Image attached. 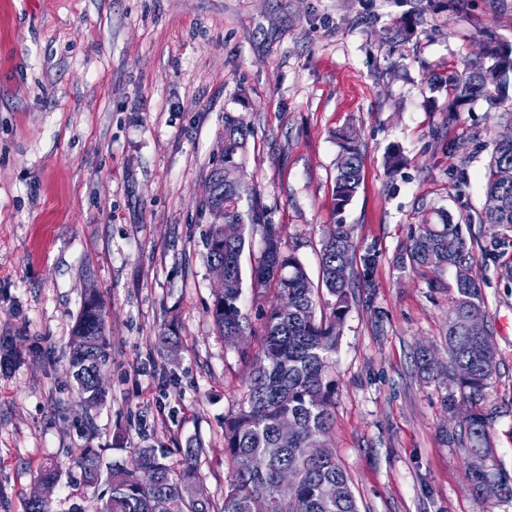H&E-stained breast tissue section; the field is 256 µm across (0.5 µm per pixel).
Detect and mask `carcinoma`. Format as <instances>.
Listing matches in <instances>:
<instances>
[{
  "label": "carcinoma",
  "mask_w": 512,
  "mask_h": 512,
  "mask_svg": "<svg viewBox=\"0 0 512 512\" xmlns=\"http://www.w3.org/2000/svg\"><path fill=\"white\" fill-rule=\"evenodd\" d=\"M487 56L490 63L470 62L459 72L437 77L438 87L454 94L459 105L486 97L493 106L508 98L512 82V47L496 44ZM251 130L230 116L224 117V145L219 163L211 170V194L201 208L212 217L206 237L211 268L223 269L231 286L213 300L207 313L224 340L237 343L249 322L242 311L240 258L246 243V224L261 225L263 248L252 279L257 296L274 288L276 297L288 292V311L272 302L264 313L258 352L243 353L248 360L247 393L241 408L224 418V453L232 472L221 505L199 498L193 486L200 482L198 460L202 444L195 439L178 449V458L152 447L140 448L128 463L107 466V496L101 498L99 512H151L154 498L170 502V512H359L350 478L329 448L326 438L333 424L336 381L330 377L332 356L336 354L341 327L351 307L352 289L358 281L370 287L377 256L371 251L357 253L351 229L337 224L325 237L320 254L319 281L313 282L299 257L285 246L276 224H260L258 207L240 210L243 169ZM342 152L336 164L334 197L339 209L357 194L363 179V161L355 138L343 134ZM485 195L502 199L495 213L481 210L477 223L487 224L500 235L512 232V143L492 141L487 165ZM475 256L462 225L448 212L438 210L423 216L399 257L405 268L431 266L452 268L456 274V297L448 321V379L454 390L446 397L448 410L466 407L461 421L463 436L470 443L465 466L472 492L483 496V486L491 476L500 483V502H512V476L496 465L486 469L484 451L491 447L488 418L477 405L488 388L496 367L495 350L485 321L482 289L472 274ZM328 305L329 314L317 315ZM106 309L95 289L86 290L70 337L69 373L85 412L103 405L106 388L95 385L98 366L111 361L106 336ZM160 348L169 354L180 348L174 326L157 336ZM419 368L427 378L441 377L443 367L433 364L424 349ZM294 420L295 430L282 437L277 422L283 416ZM307 448H321L320 457L306 455ZM84 483L94 487L101 479L103 459L95 448H79L71 456ZM293 470L292 487L283 492L279 475ZM60 469L54 463L38 472L25 512H50L49 504L38 497L42 482H59Z\"/></svg>",
  "instance_id": "cac0c4a2"
}]
</instances>
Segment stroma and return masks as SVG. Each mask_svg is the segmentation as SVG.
Returning <instances> with one entry per match:
<instances>
[{"label":"stroma","instance_id":"stroma-1","mask_svg":"<svg viewBox=\"0 0 512 512\" xmlns=\"http://www.w3.org/2000/svg\"><path fill=\"white\" fill-rule=\"evenodd\" d=\"M500 42L512 43V0H0V338H17L25 357L0 366L8 512H24L49 461L63 470L51 512H97L99 490L70 466L75 449L127 462L191 438L206 492L223 499L224 417L244 401L240 353L258 349L262 323L257 227L241 257L244 341L225 343L206 312L201 203L228 116L252 132L245 199L311 279L335 225L377 255L333 357L327 438L360 512H512L472 494L461 415L445 405L446 384L418 370L421 347L448 357L455 272L397 263L424 213L462 223L496 353L479 408L512 475V233L468 221L484 205L499 110L483 98L455 109L433 88ZM343 130L364 179L340 209ZM391 147L404 157L393 175ZM89 288L107 307L112 362L107 402L88 417L68 368ZM171 324L174 357L155 344Z\"/></svg>","mask_w":512,"mask_h":512}]
</instances>
